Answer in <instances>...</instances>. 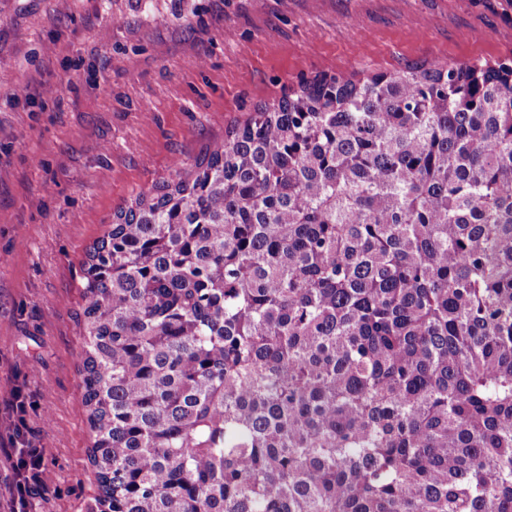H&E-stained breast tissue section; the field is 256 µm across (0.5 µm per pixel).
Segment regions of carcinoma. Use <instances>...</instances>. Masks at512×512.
I'll return each mask as SVG.
<instances>
[{
    "mask_svg": "<svg viewBox=\"0 0 512 512\" xmlns=\"http://www.w3.org/2000/svg\"><path fill=\"white\" fill-rule=\"evenodd\" d=\"M79 288L95 512H512V62L300 83Z\"/></svg>",
    "mask_w": 512,
    "mask_h": 512,
    "instance_id": "1",
    "label": "carcinoma"
}]
</instances>
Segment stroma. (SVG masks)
I'll use <instances>...</instances> for the list:
<instances>
[{
  "label": "stroma",
  "mask_w": 512,
  "mask_h": 512,
  "mask_svg": "<svg viewBox=\"0 0 512 512\" xmlns=\"http://www.w3.org/2000/svg\"><path fill=\"white\" fill-rule=\"evenodd\" d=\"M510 57L512 0H0V443L23 388L31 512H88L81 264L170 157L320 74Z\"/></svg>",
  "instance_id": "stroma-1"
}]
</instances>
